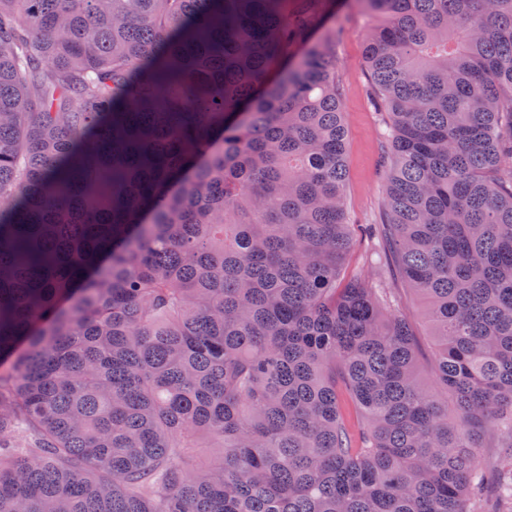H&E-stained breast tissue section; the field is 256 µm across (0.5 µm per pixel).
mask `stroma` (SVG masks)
Masks as SVG:
<instances>
[{"label": "stroma", "mask_w": 512, "mask_h": 512, "mask_svg": "<svg viewBox=\"0 0 512 512\" xmlns=\"http://www.w3.org/2000/svg\"><path fill=\"white\" fill-rule=\"evenodd\" d=\"M338 21L341 31L336 38V55L348 142L345 207L352 224L346 273L369 283L381 280L384 287L391 289L397 308L410 319L419 338V363L427 373L433 366L434 343L424 304L393 273H377L386 264L385 239L378 224L385 204L389 143L385 137L388 118L375 102L374 85L365 62V46L373 22L352 4L340 9Z\"/></svg>", "instance_id": "35a3bbf8"}]
</instances>
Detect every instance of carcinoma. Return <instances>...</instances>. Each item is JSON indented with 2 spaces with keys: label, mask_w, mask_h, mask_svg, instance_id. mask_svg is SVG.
<instances>
[{
  "label": "carcinoma",
  "mask_w": 512,
  "mask_h": 512,
  "mask_svg": "<svg viewBox=\"0 0 512 512\" xmlns=\"http://www.w3.org/2000/svg\"><path fill=\"white\" fill-rule=\"evenodd\" d=\"M328 2L0 0V512L512 503V0H357L449 403L345 275Z\"/></svg>",
  "instance_id": "1"
}]
</instances>
